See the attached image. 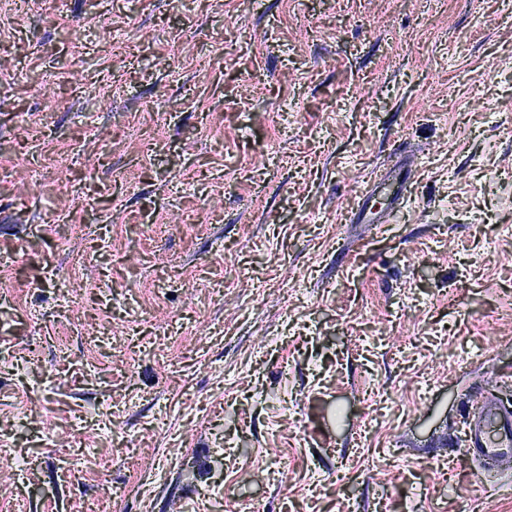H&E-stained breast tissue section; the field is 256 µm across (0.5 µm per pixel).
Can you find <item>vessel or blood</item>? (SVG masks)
Masks as SVG:
<instances>
[{
	"instance_id": "vessel-or-blood-1",
	"label": "vessel or blood",
	"mask_w": 512,
	"mask_h": 512,
	"mask_svg": "<svg viewBox=\"0 0 512 512\" xmlns=\"http://www.w3.org/2000/svg\"><path fill=\"white\" fill-rule=\"evenodd\" d=\"M378 186L368 180L360 198L351 209L349 220L354 224H378L382 218L365 205ZM466 451L476 460H508L512 458V407L493 394L482 398L479 412L466 427L463 436Z\"/></svg>"
}]
</instances>
